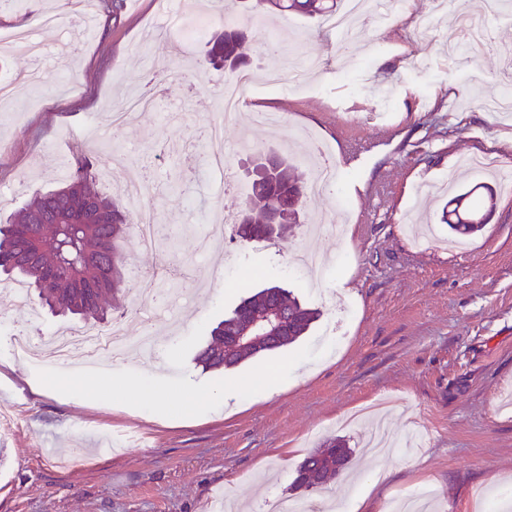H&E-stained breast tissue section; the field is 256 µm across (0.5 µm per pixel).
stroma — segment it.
Listing matches in <instances>:
<instances>
[{
    "mask_svg": "<svg viewBox=\"0 0 512 512\" xmlns=\"http://www.w3.org/2000/svg\"><path fill=\"white\" fill-rule=\"evenodd\" d=\"M493 43L469 61L449 56L455 15L432 0L379 24L363 17L339 42L320 18L263 12L234 21L249 37L251 70L274 71L305 58L323 61L316 92L249 91L227 133L228 160L242 186L225 192L211 174L208 128L224 86L223 69L197 65L206 36L187 39L183 22L212 13L210 0H185L170 25L159 0H104L67 9L63 0H0V34L30 31L43 55L1 48L0 80L39 69L36 91L20 85L0 107V223L32 193L54 187L94 146L111 143L122 171L144 173L143 204L170 245L143 250L125 238L123 313L145 319L155 352L132 349L103 367L101 397L80 398L61 379L92 371L20 363L14 335L39 341L68 328L27 299L0 294V512H209L232 490L244 512H266L289 498L324 512L337 500L350 512L366 495L371 512L409 497L426 512H512V190L491 181L495 204L481 232L451 251L405 232L412 212L447 236V196L416 200L421 181L454 192L482 180L464 164L480 155L512 172V116L488 111L512 80V6L491 13L488 0H458ZM60 25L45 27V13ZM159 87L157 107L137 123L113 126L108 106L129 90ZM279 111L281 127L252 124L248 111ZM351 158L333 192L306 199L288 238L246 242L237 234L251 154L301 156L303 139ZM227 224L225 243L196 250L208 225ZM331 258L329 273L296 266L306 249ZM180 270L156 301L138 299L162 264ZM276 284L320 319L288 349L218 375L194 356L250 289ZM273 388H250L210 407L197 400L224 381L280 366ZM162 380L113 399L114 376ZM345 439L353 456L335 483L297 489L295 470L319 443Z\"/></svg>",
    "mask_w": 512,
    "mask_h": 512,
    "instance_id": "1",
    "label": "stroma"
}]
</instances>
